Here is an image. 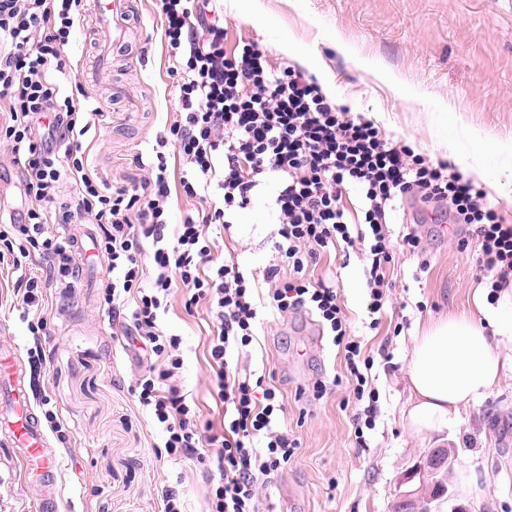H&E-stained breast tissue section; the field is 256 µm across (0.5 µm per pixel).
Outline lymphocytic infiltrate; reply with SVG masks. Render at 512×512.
<instances>
[{"instance_id":"f902f5d3","label":"lymphocytic infiltrate","mask_w":512,"mask_h":512,"mask_svg":"<svg viewBox=\"0 0 512 512\" xmlns=\"http://www.w3.org/2000/svg\"><path fill=\"white\" fill-rule=\"evenodd\" d=\"M81 0H0V143L23 156L24 221L0 229V263L20 269L31 251L53 258L62 276L74 256L56 224L89 218L112 273L104 302L112 317L132 306L131 322L154 365L136 379L134 395L165 433L169 457L195 454L202 438L195 407L175 380L183 361L178 337L164 335L158 320L174 289L186 307L208 301L216 319L210 342L211 386L229 409L224 431L209 436L215 452L200 457L210 476L211 512H260L258 475L278 471L299 448L278 425L281 392L264 377L244 374L230 361L232 348L249 346L264 307L280 313L310 312L344 353L354 403L365 419L356 436L373 428L375 391L366 373L373 360L351 336L335 286L312 281L309 265L337 243L362 246L369 314L380 313L383 286L393 261L389 225L408 199L429 208L435 223L462 227L459 249L478 243V260L491 290L512 281V225L504 224L485 193L446 163L434 164L411 146L387 138L362 116L333 104L315 80L294 66L274 64L256 43L225 50L224 20L213 0H162L163 37L177 81L179 118L169 143L185 168L171 182L165 152H157L149 177L132 187L104 192L81 151L85 117L60 99L50 72L80 16ZM47 124L64 152L36 140ZM76 186L74 202L57 204L61 176ZM277 216L276 263L258 297L251 275L218 262L208 235L250 207L262 189ZM199 199L198 218L169 222L173 190ZM151 240L153 271L145 273L142 240Z\"/></svg>"}]
</instances>
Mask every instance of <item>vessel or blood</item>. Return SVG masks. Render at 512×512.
I'll list each match as a JSON object with an SVG mask.
<instances>
[{"mask_svg": "<svg viewBox=\"0 0 512 512\" xmlns=\"http://www.w3.org/2000/svg\"><path fill=\"white\" fill-rule=\"evenodd\" d=\"M133 8L134 0H94L104 50L126 44L131 33ZM18 358L16 345H0V439L13 448L25 481H35L42 486L37 512H58V452L51 447L31 402Z\"/></svg>", "mask_w": 512, "mask_h": 512, "instance_id": "1", "label": "vessel or blood"}]
</instances>
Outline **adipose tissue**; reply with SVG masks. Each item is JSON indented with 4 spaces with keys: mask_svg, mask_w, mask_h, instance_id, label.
Returning a JSON list of instances; mask_svg holds the SVG:
<instances>
[{
    "mask_svg": "<svg viewBox=\"0 0 512 512\" xmlns=\"http://www.w3.org/2000/svg\"><path fill=\"white\" fill-rule=\"evenodd\" d=\"M476 289L471 315L441 318L414 338L406 377L405 429L422 436L447 428L460 408L482 402L512 377V301L488 306Z\"/></svg>",
    "mask_w": 512,
    "mask_h": 512,
    "instance_id": "1",
    "label": "adipose tissue"
}]
</instances>
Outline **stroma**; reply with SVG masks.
<instances>
[{
  "mask_svg": "<svg viewBox=\"0 0 512 512\" xmlns=\"http://www.w3.org/2000/svg\"><path fill=\"white\" fill-rule=\"evenodd\" d=\"M503 0H240L225 9L231 38L265 49L315 77L333 103L373 121L433 162L483 167L497 184L492 198L512 224V156L489 141H512V9ZM144 63L102 60L97 28L82 9L52 80L77 111L90 113L82 151L105 187L130 186L149 176L159 141L177 117L168 74L160 0H137ZM103 113L92 116L93 108ZM452 140L456 157L437 148ZM21 166L0 146V222H17L23 207ZM431 213L406 202L393 238L417 231L424 250H397L387 273L378 321L367 312V259L359 247L337 246L311 271L335 285L352 336L374 364L369 384L378 401L373 429L354 435V406L345 386L314 398L315 381L345 371L344 358L313 317L265 311L250 346L233 355L238 369L264 376L282 393L280 425L300 447L279 471L259 476L262 512H395L422 485L435 449L448 452L443 494L433 512H512V379L480 404L460 409L447 429L415 437L403 427L408 402L406 364L413 338L429 319L473 311L485 280L476 247L459 250L430 223ZM276 217L263 201L242 210L215 249L220 260L260 272L275 261ZM75 257L68 284L56 281L51 261L34 255L30 270L51 279L40 305L18 294L10 265H0V338L17 344L30 391L45 393L65 439L59 452L58 512H161L162 494L176 488L187 512H210L209 484L193 458L162 456L163 434L133 394L143 363L127 348L103 295L112 275L95 243L99 225L60 226ZM174 291L161 326L179 336L184 365L177 385L197 407L199 427L222 434L224 407L210 394L208 347L213 317L208 302L185 308ZM44 320L32 336L29 326ZM40 343L45 361L28 355ZM38 490L23 483L10 448L0 442V512H36Z\"/></svg>",
  "mask_w": 512,
  "mask_h": 512,
  "instance_id": "35a3bbf8",
  "label": "stroma"
}]
</instances>
